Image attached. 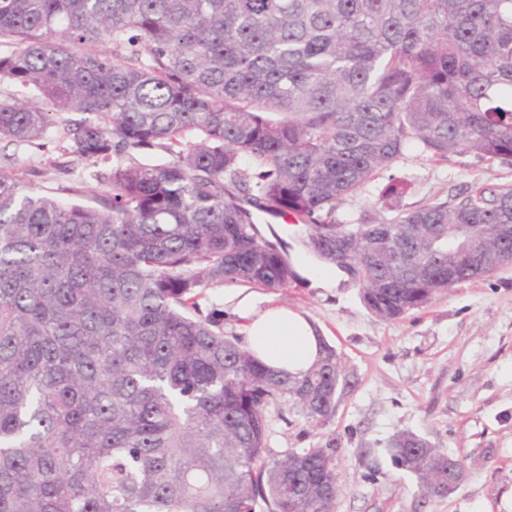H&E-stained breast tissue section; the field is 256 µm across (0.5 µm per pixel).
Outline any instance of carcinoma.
I'll return each instance as SVG.
<instances>
[{
	"label": "carcinoma",
	"mask_w": 512,
	"mask_h": 512,
	"mask_svg": "<svg viewBox=\"0 0 512 512\" xmlns=\"http://www.w3.org/2000/svg\"><path fill=\"white\" fill-rule=\"evenodd\" d=\"M1 45L0 84L30 101L0 97V139L71 113L70 153L120 162L102 210L0 172V512H335L336 438L266 442L273 402L332 418L335 349L276 372L197 297L296 277L256 211L356 267L383 320L495 274L448 266L500 248L512 184L376 224L336 210L410 144L512 166V0H0ZM388 454L425 496L466 471L412 431Z\"/></svg>",
	"instance_id": "cac0c4a2"
}]
</instances>
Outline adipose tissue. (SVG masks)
<instances>
[{
  "label": "adipose tissue",
  "instance_id": "1",
  "mask_svg": "<svg viewBox=\"0 0 512 512\" xmlns=\"http://www.w3.org/2000/svg\"><path fill=\"white\" fill-rule=\"evenodd\" d=\"M245 321L247 347L271 369L293 376L308 370L319 353L318 334L299 312L283 306L258 308L251 296L236 306Z\"/></svg>",
  "mask_w": 512,
  "mask_h": 512
}]
</instances>
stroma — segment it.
I'll use <instances>...</instances> for the list:
<instances>
[{
	"mask_svg": "<svg viewBox=\"0 0 512 512\" xmlns=\"http://www.w3.org/2000/svg\"><path fill=\"white\" fill-rule=\"evenodd\" d=\"M63 128V117L56 115L35 145L0 140V171L64 202L102 208L103 176L112 164L70 154ZM392 173L409 182L401 195L381 198L375 184L343 201L338 216L374 224L395 206L413 209L459 191L512 183L510 166L472 155L437 161L414 145ZM255 228L259 237L283 245L296 279L276 292L239 284L203 289L200 315L220 312L225 336L242 344L239 292L261 305L298 310L334 347L344 373L326 425L307 422L291 403L269 406L267 446L273 455L336 438V512H512V268L456 284L386 321L364 307L354 279L305 247L302 225L260 214ZM321 274L335 275V287H318ZM402 431L465 458V477L452 494L422 495L414 478L392 466L387 448Z\"/></svg>",
	"mask_w": 512,
	"mask_h": 512,
	"instance_id": "stroma-1",
	"label": "stroma"
}]
</instances>
